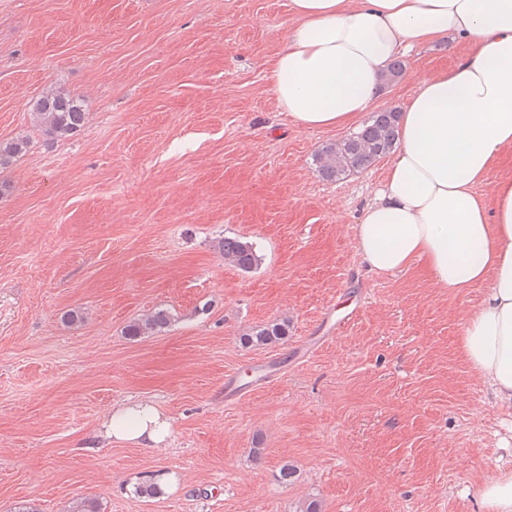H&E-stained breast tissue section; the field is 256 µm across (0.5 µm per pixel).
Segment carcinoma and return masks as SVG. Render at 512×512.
<instances>
[{"mask_svg": "<svg viewBox=\"0 0 512 512\" xmlns=\"http://www.w3.org/2000/svg\"><path fill=\"white\" fill-rule=\"evenodd\" d=\"M31 112L36 125L48 141L67 139L85 126L86 112L81 97L70 91L48 89L32 103ZM398 130V112L394 109L372 114L362 128L350 137L322 148L316 157L318 171L327 180H340L351 172L363 169L379 157L389 154ZM28 141L17 138L0 141V174L11 168L25 152ZM224 263L242 272H249L260 261L256 244L244 237H224L218 241ZM173 317L166 309H159L144 319L127 326L132 337L149 336L166 331ZM288 339V320L275 319L243 332L239 341L247 347H268Z\"/></svg>", "mask_w": 512, "mask_h": 512, "instance_id": "1", "label": "carcinoma"}]
</instances>
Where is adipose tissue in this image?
I'll use <instances>...</instances> for the list:
<instances>
[{
  "label": "adipose tissue",
  "instance_id": "ef3b65f1",
  "mask_svg": "<svg viewBox=\"0 0 512 512\" xmlns=\"http://www.w3.org/2000/svg\"><path fill=\"white\" fill-rule=\"evenodd\" d=\"M296 20L270 67V89L303 128L357 123L394 59L440 38L464 42L453 67L423 70L398 118L383 181L355 227L369 271L424 262L436 286L487 292L465 320L460 352L499 413L512 416V173L490 196L489 172L512 152V0H290ZM107 438L153 448L170 433L153 405L106 416ZM484 512H512V468L487 477Z\"/></svg>",
  "mask_w": 512,
  "mask_h": 512
}]
</instances>
